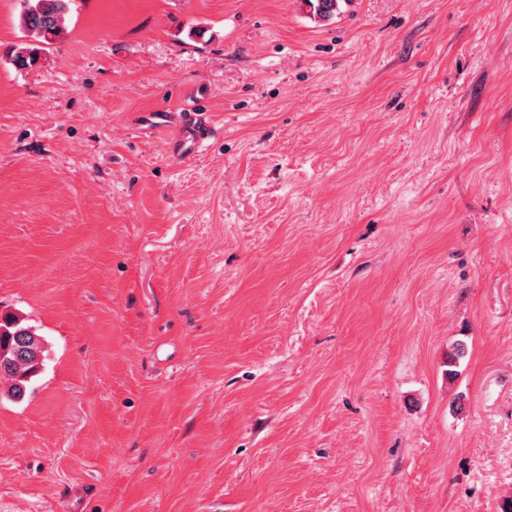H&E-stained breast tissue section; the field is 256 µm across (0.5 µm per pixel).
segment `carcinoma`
<instances>
[{"label": "carcinoma", "mask_w": 512, "mask_h": 512, "mask_svg": "<svg viewBox=\"0 0 512 512\" xmlns=\"http://www.w3.org/2000/svg\"><path fill=\"white\" fill-rule=\"evenodd\" d=\"M72 0H21L20 25L33 38L13 56L19 68L37 62L41 46L58 40L65 29V19ZM310 17L319 22L332 21L339 11L340 0H303ZM45 360L42 336L18 316L0 314V376L10 382L8 395L13 400L25 397L29 383L37 376Z\"/></svg>", "instance_id": "carcinoma-1"}]
</instances>
